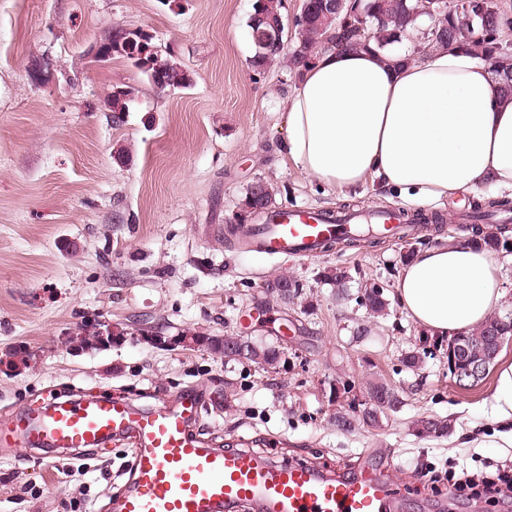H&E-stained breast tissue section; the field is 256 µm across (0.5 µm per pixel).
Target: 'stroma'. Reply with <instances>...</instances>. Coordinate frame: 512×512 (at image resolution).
Instances as JSON below:
<instances>
[{
	"label": "stroma",
	"instance_id": "1",
	"mask_svg": "<svg viewBox=\"0 0 512 512\" xmlns=\"http://www.w3.org/2000/svg\"><path fill=\"white\" fill-rule=\"evenodd\" d=\"M253 4L0 0V427L50 395L115 394L151 406L194 388L209 398L199 432L211 447L381 474L398 512H512V497L458 499L425 475L512 466L493 422L512 343L482 380L458 388L448 337L415 325L395 290L412 253L469 232L457 214L486 203L485 193L435 203L429 233L321 258L272 259L226 238L258 180L275 188L279 209L413 206L372 181L345 193L324 186L285 155L283 102L298 74L282 58L252 69ZM137 30L190 72L189 87L163 91L124 56L96 59L113 34ZM116 87L134 90L119 119L104 106ZM330 267L348 272L344 294L322 279ZM281 271L304 286L288 306L264 293ZM373 283L387 286L380 317L358 303ZM89 322L120 327L123 343L67 347L65 336ZM151 331L282 344L289 363L266 372L203 349L162 348L146 341ZM20 347L33 351L30 363L15 360ZM413 349L426 352L416 370L402 361ZM375 379L403 405L379 426L341 429L336 416L358 414ZM432 416L447 419L446 436L416 433V421ZM130 454L123 444L69 458L0 445V512H107Z\"/></svg>",
	"mask_w": 512,
	"mask_h": 512
}]
</instances>
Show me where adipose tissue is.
Segmentation results:
<instances>
[{
  "mask_svg": "<svg viewBox=\"0 0 512 512\" xmlns=\"http://www.w3.org/2000/svg\"><path fill=\"white\" fill-rule=\"evenodd\" d=\"M284 151L324 185L366 180L450 200L512 190V101L488 64L462 47L422 60L339 46L306 67L285 101ZM503 263L478 237L417 251L396 283L402 308L441 336L485 324L503 295Z\"/></svg>",
  "mask_w": 512,
  "mask_h": 512,
  "instance_id": "obj_1",
  "label": "adipose tissue"
}]
</instances>
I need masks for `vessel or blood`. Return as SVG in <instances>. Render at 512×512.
<instances>
[{
  "instance_id": "b4317fda",
  "label": "vessel or blood",
  "mask_w": 512,
  "mask_h": 512,
  "mask_svg": "<svg viewBox=\"0 0 512 512\" xmlns=\"http://www.w3.org/2000/svg\"><path fill=\"white\" fill-rule=\"evenodd\" d=\"M397 210L325 212L307 206L275 211L270 223L247 226L249 247L288 259L318 257L359 223L401 234ZM206 406L189 389L143 407L122 397L45 401L0 430V442L23 448H105L129 445L128 479L112 512H393L395 495L382 478L329 474L310 464L278 466L244 448L203 447L198 423Z\"/></svg>"
}]
</instances>
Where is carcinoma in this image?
I'll return each mask as SVG.
<instances>
[{"instance_id":"carcinoma-1","label":"carcinoma","mask_w":512,"mask_h":512,"mask_svg":"<svg viewBox=\"0 0 512 512\" xmlns=\"http://www.w3.org/2000/svg\"><path fill=\"white\" fill-rule=\"evenodd\" d=\"M320 0H308L305 22L297 23L299 27V43L291 53L289 61L298 68L309 63L310 57L325 42L333 45L346 44L350 47L362 49H374L392 53L397 44L402 43L403 38L412 32L419 31V21L426 16V4L424 0H361L360 6L367 19L366 29L359 28L361 20L356 15L348 13V7L339 11H333L330 15L321 13ZM283 0H255L253 12L248 20L255 52L251 59V66L255 69L263 68L267 64L268 52L277 41L284 38L285 27H277L283 22ZM508 24L505 15L488 17L484 23L478 25L475 30L467 35L451 24L448 13L438 12L433 17V32L429 33L425 40L414 47L416 52L430 53L440 48H446L452 43L471 50L475 55L489 62L501 39L496 37L503 26ZM492 33L491 37L484 36V32ZM131 36L133 45H138L141 40H146L145 46L151 45V36L142 32L125 33L112 39V48L116 52L131 57L127 47L122 41ZM161 66L155 74L148 75L150 82L163 90L187 88L191 85L190 73L179 64L166 57L160 58ZM133 100L132 91L126 89H114L106 98V105L113 114H122L129 111V103ZM275 190L267 183H260V196H255L252 190H247L242 200V208H260L259 215L263 216L273 210ZM324 280L343 290L348 279L345 270L338 267H329L322 272ZM266 285L278 287L274 299L288 305L294 302L302 294V284L286 273H281L266 281ZM360 305L364 306L372 314L384 315L388 308L385 291L374 287L365 288L361 296ZM502 332L507 336L512 335L511 317H494L482 327L463 333L472 345V351H487V341L492 331ZM203 349L213 353H219L224 357V362L237 360L236 353L227 349L230 339H224L226 349L209 340L207 335H201ZM249 362L262 369H278L288 364V351L282 346L273 344L252 343ZM368 404L370 407L360 411L355 419L340 416L336 419L339 426L347 431L355 429V424L362 423L376 426L380 418L397 411L403 404L399 393L383 382H375L369 385L367 390ZM416 430L421 435L443 437L448 434V422L438 418H426L417 421Z\"/></svg>"}]
</instances>
